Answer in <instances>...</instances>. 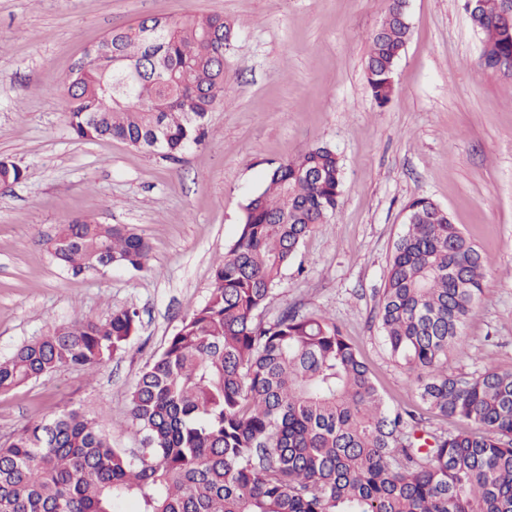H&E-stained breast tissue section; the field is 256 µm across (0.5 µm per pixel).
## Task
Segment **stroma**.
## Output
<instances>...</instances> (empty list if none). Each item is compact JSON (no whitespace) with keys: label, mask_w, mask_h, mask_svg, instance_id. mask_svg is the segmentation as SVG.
<instances>
[{"label":"stroma","mask_w":512,"mask_h":512,"mask_svg":"<svg viewBox=\"0 0 512 512\" xmlns=\"http://www.w3.org/2000/svg\"><path fill=\"white\" fill-rule=\"evenodd\" d=\"M463 4L409 0L410 39L381 106L366 64L387 0H0V158L25 172L0 188V359L83 315L131 308L141 319L95 376L63 369L0 394V446L32 420L74 407L103 416L112 446L138 447L128 392L204 302L213 265L269 171L317 144L340 160L338 206L301 244L270 309L329 313L389 404L423 415L427 431L453 429L421 404L376 314L405 207L429 198L486 265L448 366L512 372V71L481 67ZM213 13L233 27L224 59L233 90L210 112L203 145L172 162L117 140L76 138L64 78L87 49L146 17ZM84 214L142 233L152 246L147 269L64 272L48 241Z\"/></svg>","instance_id":"1"}]
</instances>
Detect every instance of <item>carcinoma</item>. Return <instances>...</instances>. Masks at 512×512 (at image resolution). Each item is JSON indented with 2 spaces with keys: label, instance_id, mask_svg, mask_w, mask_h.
<instances>
[{
  "label": "carcinoma",
  "instance_id": "carcinoma-1",
  "mask_svg": "<svg viewBox=\"0 0 512 512\" xmlns=\"http://www.w3.org/2000/svg\"><path fill=\"white\" fill-rule=\"evenodd\" d=\"M505 0L470 21L481 64L512 56ZM407 9L388 5L370 38L375 101L394 92L409 39ZM233 48L220 15L140 20L87 50L65 77L68 124L82 139H115L178 161L209 135L207 117L231 85ZM23 170L0 158V184ZM341 172L328 146L274 167L243 207L240 231L214 266L207 298L182 320L129 393L137 448H114L78 409L28 423L0 448V512H512V373L448 369V348L473 313L484 259L427 198L396 243L378 306L390 356L416 373L426 410L463 429L417 435L422 418L390 408L341 327L321 311L264 320L283 271L336 209ZM148 239L79 216L52 240L73 276L112 265L141 271ZM134 309L55 325L0 360V393L62 368L89 375L138 335Z\"/></svg>",
  "mask_w": 512,
  "mask_h": 512
}]
</instances>
